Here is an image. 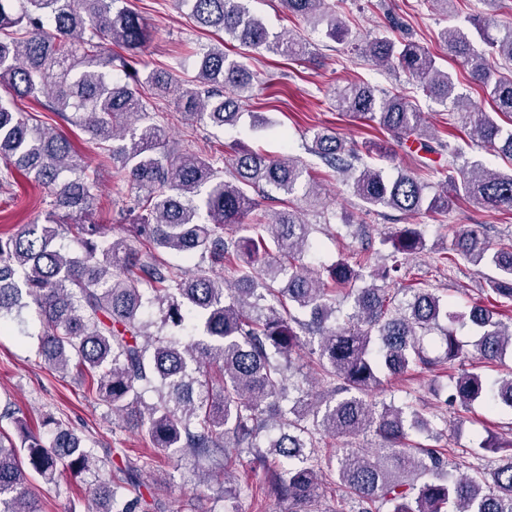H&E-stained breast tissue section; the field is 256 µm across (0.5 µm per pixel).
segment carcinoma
I'll list each match as a JSON object with an SVG mask.
<instances>
[{
    "instance_id": "obj_1",
    "label": "carcinoma",
    "mask_w": 512,
    "mask_h": 512,
    "mask_svg": "<svg viewBox=\"0 0 512 512\" xmlns=\"http://www.w3.org/2000/svg\"><path fill=\"white\" fill-rule=\"evenodd\" d=\"M119 0H0V85L30 97L64 122L91 133L116 163L115 176L131 185L140 202L129 232L148 245L141 251L126 237L105 240L103 225L91 221L95 182L78 163L71 142L51 129L32 128L13 101L0 98V160L49 190L51 209L43 224H25L0 237V326L21 322L33 307L43 331L38 337L44 362L65 376L70 366L108 408L126 418L160 453L207 461L222 475L224 512H238L239 491L230 475L242 460L262 467L264 499L288 503V512H315L324 481L345 490L358 512H512V436H496L472 449L498 453L488 467L451 475L455 448H435L413 439H438L410 401L375 400L372 392L386 376L420 368L460 366L466 345L454 332L469 323L474 352L485 364L512 354V317L475 302L453 309L431 289L411 283L389 293L375 281L391 278L404 260L425 250L412 224L380 240L391 247L389 266L340 259L321 273L304 257L313 248L312 225L294 209L272 217L260 210L261 196L295 194L311 206L323 204L314 177L290 154L277 158L236 145L222 159L168 147L167 131L142 93L163 97L177 85L170 72L139 77L140 58L150 32ZM204 28L224 32L243 50H263L301 59L312 43L290 31L270 37L263 21L242 0H186ZM288 15L326 35H350L327 0H281ZM448 57L480 85L492 103L483 112L456 92L453 75L435 56L408 42L397 47L374 37L359 50L375 65L401 70L443 105L451 104L469 137L509 162L490 169L469 161L440 131L424 124L418 106L400 94H383L368 84L333 90L336 109L374 122L396 141L414 138L428 152L448 154L449 185L430 190L417 175L400 171L387 179L376 168L357 169V150L323 128L313 131L309 151L328 168L352 178L361 207L390 208L408 216L446 213L458 201L512 212V25L479 51L468 31L442 34ZM133 83L112 78L110 45ZM198 72L182 91L189 115L222 129L236 125L243 103L252 99L253 74L245 61L224 52V43L200 52ZM235 181L224 180V166ZM235 225L242 235L224 237ZM66 227L78 248L57 242ZM175 254L173 266L158 257ZM445 265L464 261L490 265L487 279L495 301L512 307V243H492L478 226L460 229ZM220 267L232 281L213 277ZM348 290L349 312L341 313L336 292ZM204 336L172 339L169 327L185 329L193 319ZM442 332V354L430 356L424 340ZM308 347L315 374L295 362ZM153 392L157 401L147 403ZM512 411V369L490 379L478 372L448 375L445 403L468 409ZM35 433L19 423L18 439L0 433V512H41L24 467L52 478L59 467L81 473L98 467L88 443L48 416ZM373 433L382 444L325 452L322 437L354 438ZM153 459L128 463L100 482L92 502L112 503V512H145L142 495Z\"/></svg>"
}]
</instances>
